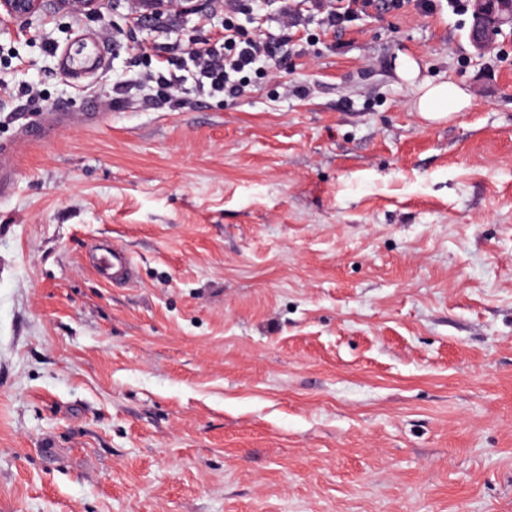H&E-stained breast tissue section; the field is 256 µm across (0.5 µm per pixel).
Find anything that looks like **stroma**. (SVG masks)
Masks as SVG:
<instances>
[{"label": "stroma", "instance_id": "obj_1", "mask_svg": "<svg viewBox=\"0 0 512 512\" xmlns=\"http://www.w3.org/2000/svg\"><path fill=\"white\" fill-rule=\"evenodd\" d=\"M469 22L374 11L176 108L140 50L219 37L217 0L0 23V85L40 91L0 95V512H512V28L478 55ZM405 57L471 106L414 112ZM195 0H141L140 3L147 8L148 14H160L171 11L187 12L193 11L197 7ZM100 56L95 46L85 47L79 56H72L62 54L59 57V67L64 72H69L74 68H79L85 71H93L94 74H99L103 71L100 65ZM88 264L94 273L105 283L137 281V267L129 254L117 245L112 248L94 245L87 256Z\"/></svg>", "mask_w": 512, "mask_h": 512}]
</instances>
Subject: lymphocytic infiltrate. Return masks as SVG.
<instances>
[{"mask_svg": "<svg viewBox=\"0 0 512 512\" xmlns=\"http://www.w3.org/2000/svg\"><path fill=\"white\" fill-rule=\"evenodd\" d=\"M249 0H223L224 34L212 43L183 48L180 42L169 45L172 53L186 51L192 63L190 76L176 72L166 74L153 70L145 72L141 85L156 84L162 88L166 104L177 106L185 87H192L201 96H222L236 99L246 92V77L254 71L277 64L285 55V48L296 28L304 26L308 18H316L322 33H339L370 10L398 12L406 8L428 13L436 8L435 0H305L306 9L290 4L278 9V36L251 34L239 24V17L247 12Z\"/></svg>", "mask_w": 512, "mask_h": 512, "instance_id": "obj_1", "label": "lymphocytic infiltrate"}]
</instances>
